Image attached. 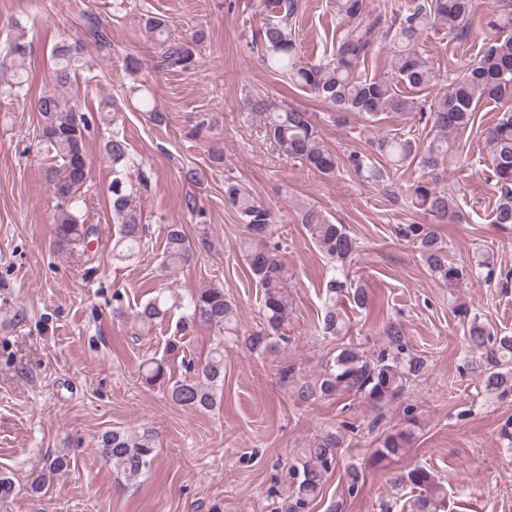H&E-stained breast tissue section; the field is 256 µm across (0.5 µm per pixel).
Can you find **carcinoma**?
Segmentation results:
<instances>
[{"instance_id":"1","label":"carcinoma","mask_w":512,"mask_h":512,"mask_svg":"<svg viewBox=\"0 0 512 512\" xmlns=\"http://www.w3.org/2000/svg\"><path fill=\"white\" fill-rule=\"evenodd\" d=\"M501 9L493 13L486 26L494 33L488 46L462 74L448 84V90L432 97L427 90L438 75L431 58L416 50V41L428 31L446 30L457 38L465 36L474 0H406L390 18L366 10L365 0H331L339 21V36L333 53L318 62L301 60L295 37L288 29L296 13L298 0H263L268 22L259 32L262 57L268 70L288 80V85L308 91L336 114L356 112L371 123L384 113L430 126L432 139L423 148L411 138L385 134L371 142L364 151H350L344 163L356 175L375 184L384 183L405 164L418 161L421 168L437 170L448 155L456 137L475 121L474 112L484 100H496L512 93V0H499ZM144 29L159 49V66L171 71H189L198 63L195 47L207 35L197 29L187 37H175L167 22L156 16L144 20ZM384 40L398 83L388 79L367 78L361 65ZM54 77L58 86L69 85L84 66L83 50L77 40H61L52 49ZM34 106L43 119L40 149L53 160L60 161L44 171V178L59 200L54 216V234L61 244L80 245L88 242L94 227L80 222L81 189L87 183L86 133L92 123H110L112 103L98 108V117L88 116L60 93H43ZM244 110L249 117L263 122L265 138L282 155L297 161L309 170L330 175L337 168L336 157L324 145L309 113L284 105L256 93L247 97ZM485 140L490 148L491 174L497 202L493 223L498 230H512V111L501 113L487 127ZM112 162V216L119 224L118 237L112 245V257L127 260L140 250L145 229L131 206V193L123 171L133 164L125 137L112 135L104 145ZM224 202L239 214L245 227L243 241L247 265L253 280L262 292V323L259 329L241 334L238 314L224 289L207 286L192 296L186 321L208 327L219 334L218 342L207 358L197 364L187 362V375L178 380L167 376L171 357L184 352L181 337H170L165 357L151 358L142 364V380L152 388L166 390L177 406L210 411L217 405V387L224 384V342L244 336L253 350H264L268 340L279 337L288 325V268L268 248L275 233V216L237 181L224 182ZM406 202L429 216L436 223L453 217L448 194L429 181H420L406 195ZM303 224L315 245L332 263V277L327 281L328 306L322 320L325 336H343L348 331L343 313L336 307V293L347 286L350 262L358 251L355 240L341 224H334L328 215L314 205L300 209ZM399 234L411 238L430 276L453 288L471 278L473 272L448 260L447 246L439 235L424 224H407ZM208 246L207 233L198 234L197 241L188 238L177 224L167 226L163 266L177 270L188 264L196 245ZM177 301L158 295L146 302L130 317L131 329L142 332L153 327ZM467 347L482 351L490 371L484 379L487 390L501 394L512 392V336H497L481 320L479 313L465 304L455 308ZM385 336L400 347L389 355L370 357L351 343L338 346L336 355L325 364L324 372L313 382L296 386L303 402L340 399L347 395L361 398L371 408L381 411L403 397L423 369L421 356L403 352L402 331L394 323L386 325ZM408 436L398 433L387 436L377 449L380 459L392 460L405 450ZM344 437L326 432L300 449L293 465L297 482L287 512H306L321 488L324 474L335 467ZM103 458L120 471L126 480L138 479L155 459L150 438L132 436L123 431L107 433L100 441ZM396 485H409L418 490L410 512H449L448 490L424 466H415L394 475Z\"/></svg>"}]
</instances>
